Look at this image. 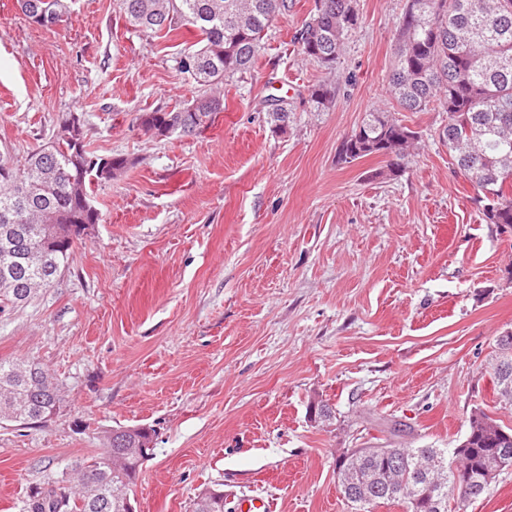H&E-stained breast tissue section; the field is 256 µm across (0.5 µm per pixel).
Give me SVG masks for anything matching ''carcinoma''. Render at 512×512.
Masks as SVG:
<instances>
[{"label":"carcinoma","instance_id":"cac0c4a2","mask_svg":"<svg viewBox=\"0 0 512 512\" xmlns=\"http://www.w3.org/2000/svg\"><path fill=\"white\" fill-rule=\"evenodd\" d=\"M51 26L64 21L66 0H34ZM130 24L168 36L193 28L198 40L183 49L179 70L204 86L251 70L264 33L292 0H118ZM359 24L357 0H314L297 42L304 57L326 71L337 68L345 40ZM390 94L400 112H444L448 123L439 141L465 180L488 224L512 230V0H405L395 29ZM314 109L335 100L325 83L308 89ZM224 110L216 96L200 95L182 107L157 109L139 117L155 135L197 134ZM270 122L288 127L290 103L267 99ZM419 143L418 132L388 110H370L342 142L339 159L351 163L369 155L387 159V175L404 167ZM122 156L77 152L63 131L51 145L33 151L16 169L0 160V314L27 304L51 286L70 258L73 245L52 236L53 224H98L94 188L125 169ZM72 175L73 188L65 179ZM492 383L501 409L512 410V342L497 339ZM61 387L35 362L0 361V416L32 425L63 407ZM512 438V426L477 406L464 438L452 449L366 448L336 460L343 497L372 512L398 503L405 512H451L450 503L476 501L490 494L491 453ZM109 447L75 463L74 486L40 487L26 512H125L109 488L117 481L130 494L142 464L130 460L114 469ZM191 512H224V498L205 490Z\"/></svg>","mask_w":512,"mask_h":512}]
</instances>
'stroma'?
<instances>
[{"mask_svg": "<svg viewBox=\"0 0 512 512\" xmlns=\"http://www.w3.org/2000/svg\"><path fill=\"white\" fill-rule=\"evenodd\" d=\"M404 3L358 0L329 77L296 41L314 0H293L255 68L219 85L215 122L162 137L138 119L203 93L176 62L194 31L134 27L117 0H73L46 29L0 0V159L22 166L75 112L90 150L129 161L55 284L0 316V360L39 363L67 400L42 426L0 421V512L137 424L157 436L136 512H188L205 489L224 512L254 495L272 512H355L336 475L347 450L451 448L472 408L493 410L512 231L473 204L436 137L446 113H403L420 139L398 176L380 157L338 159L390 105ZM326 79L335 102L319 112L307 89ZM272 96L293 105L282 132Z\"/></svg>", "mask_w": 512, "mask_h": 512, "instance_id": "35a3bbf8", "label": "stroma"}]
</instances>
